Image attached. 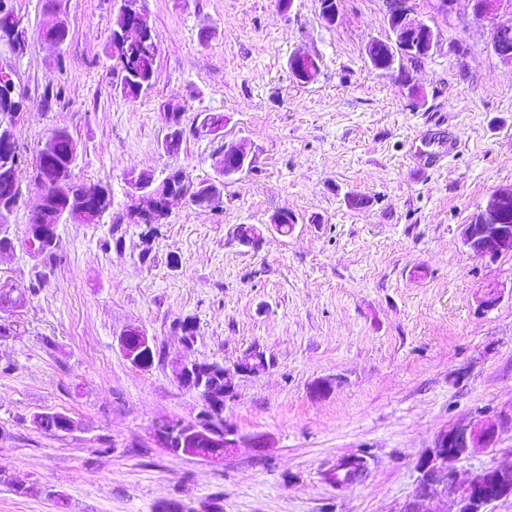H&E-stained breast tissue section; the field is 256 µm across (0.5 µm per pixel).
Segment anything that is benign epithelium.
<instances>
[{
	"label": "benign epithelium",
	"mask_w": 512,
	"mask_h": 512,
	"mask_svg": "<svg viewBox=\"0 0 512 512\" xmlns=\"http://www.w3.org/2000/svg\"><path fill=\"white\" fill-rule=\"evenodd\" d=\"M472 17L482 15L496 17L504 25L512 24V11L496 0H468ZM388 16L395 23L396 32L404 36L426 28V23L414 14L408 0H389ZM30 104L27 95L14 81L13 70L0 63V163L9 164L6 183L9 189L22 196V185L18 171L23 161L18 155L17 141L13 134L15 120ZM233 153L236 165L245 168L253 162L249 144L244 140L224 144L220 152L217 178L227 180L237 174L229 168L225 158ZM31 182L39 184L52 181L55 185L65 187L75 181L74 165L67 168H51L45 161L33 160L28 164ZM182 181L189 186L185 194H171L158 186L153 190L131 186L133 204L127 210L124 220H143L157 213L170 212L175 201L192 203L197 182L186 173H181ZM512 206V187H503L494 191L486 204L472 217L470 223L462 225L460 239L467 254L486 263H494L502 256L512 254V226L499 223L502 213ZM43 203H38L35 213L39 215L40 225L36 229L37 242L48 247L55 246L58 233L52 216L43 215ZM236 233L243 239L250 240V245L260 248L264 243V233L253 224H239ZM156 341L139 326H130L118 337L119 348L125 359L134 367L149 369L142 361V352L155 347ZM176 381L182 383L190 372L191 359L186 356L167 362ZM258 371L253 368L250 359L241 357L230 366L224 367V396H231L236 381L243 377L255 376ZM512 422V415L502 414L494 418L481 419L469 425H454L440 431L430 448L419 457L416 466L419 479L414 494L406 500L397 512H441L440 501L450 499L453 512H487L493 503L512 495V468L490 466L473 474L465 483L441 480L448 474V460L468 456L479 447H488L498 438L501 425ZM155 442L176 456L195 458L206 462H216L240 448H265L267 439L263 436L243 438L236 431L227 428L215 418L196 417L193 420H177L175 427L164 432L154 433ZM222 448L221 454L208 457L195 453L196 448Z\"/></svg>",
	"instance_id": "7a95c632"
}]
</instances>
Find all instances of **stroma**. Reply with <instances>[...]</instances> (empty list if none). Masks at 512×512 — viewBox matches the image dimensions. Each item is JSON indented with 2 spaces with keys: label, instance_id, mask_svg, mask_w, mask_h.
I'll list each match as a JSON object with an SVG mask.
<instances>
[{
  "label": "stroma",
  "instance_id": "obj_1",
  "mask_svg": "<svg viewBox=\"0 0 512 512\" xmlns=\"http://www.w3.org/2000/svg\"><path fill=\"white\" fill-rule=\"evenodd\" d=\"M26 32L4 54L30 100L15 138L34 158L52 132L78 145L75 176L112 191L96 224L58 228L57 263L41 290L0 321V512H154L177 500L201 512H398L415 491L418 458L446 427L512 410V255H466L463 224L490 194L512 186V64L490 48L488 26L466 0L447 19L435 0H410L435 31L433 54L375 70L367 43L390 35L386 0H337L326 26L317 0H144L160 45L156 80L136 101L115 91L109 46L120 0H10ZM68 36H42L50 17ZM321 61L301 84L295 52ZM181 106L177 152L161 147L165 114ZM224 116L213 136L198 114ZM250 144L254 167L227 181L222 210L178 202L141 261V228L113 224L132 203L128 176L182 169L217 175L224 142ZM9 217L11 251L0 282L25 286L43 269L24 245L41 189L28 185ZM363 199L360 207L352 199ZM280 210L296 224L260 249L239 245V224ZM497 288L501 301L479 298ZM192 317L185 348L175 329ZM130 325L167 360L232 363L253 347L269 369L241 378L224 422L262 435L208 464L156 447L153 426L203 407L166 362L133 367L117 338ZM329 389L316 396L318 382ZM68 412L78 428L54 434L33 415ZM350 458L362 480L339 489L326 473ZM512 465V424L492 446L449 462L463 481ZM30 486L14 494L15 485Z\"/></svg>",
  "mask_w": 512,
  "mask_h": 512
}]
</instances>
